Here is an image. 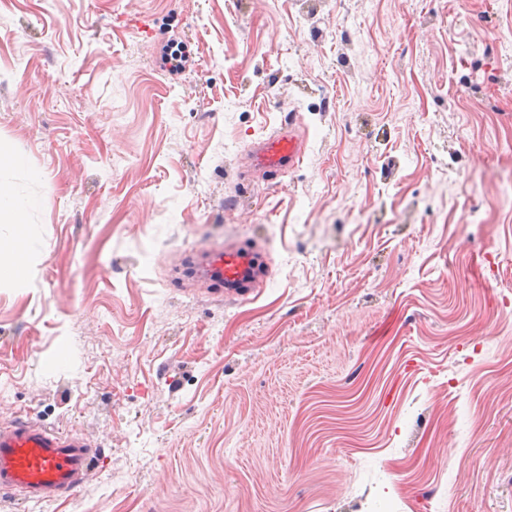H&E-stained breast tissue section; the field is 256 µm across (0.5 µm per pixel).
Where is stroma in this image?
Masks as SVG:
<instances>
[{"instance_id": "35a3bbf8", "label": "stroma", "mask_w": 512, "mask_h": 512, "mask_svg": "<svg viewBox=\"0 0 512 512\" xmlns=\"http://www.w3.org/2000/svg\"><path fill=\"white\" fill-rule=\"evenodd\" d=\"M509 28L512 0H0V179L39 202L0 427L98 450L0 512H512ZM292 113L302 163L243 167ZM224 243L265 254L254 301L195 276ZM187 51V45L182 41H169L163 49L162 59L164 64L169 65L171 72L181 70L188 58Z\"/></svg>"}]
</instances>
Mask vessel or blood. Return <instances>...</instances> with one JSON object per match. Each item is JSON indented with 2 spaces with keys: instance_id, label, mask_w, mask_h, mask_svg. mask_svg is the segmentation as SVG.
Returning <instances> with one entry per match:
<instances>
[{
  "instance_id": "vessel-or-blood-1",
  "label": "vessel or blood",
  "mask_w": 512,
  "mask_h": 512,
  "mask_svg": "<svg viewBox=\"0 0 512 512\" xmlns=\"http://www.w3.org/2000/svg\"><path fill=\"white\" fill-rule=\"evenodd\" d=\"M285 121L280 131L255 142L251 166L277 176L302 163L306 143ZM202 274L224 286L226 298L243 303L261 294L270 269L252 246L221 245L205 257ZM94 452L86 441L20 421L0 428V490L19 491L38 502L75 493L84 481Z\"/></svg>"
}]
</instances>
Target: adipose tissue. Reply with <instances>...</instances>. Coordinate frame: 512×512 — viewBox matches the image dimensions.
Listing matches in <instances>:
<instances>
[{
	"label": "adipose tissue",
	"instance_id": "adipose-tissue-1",
	"mask_svg": "<svg viewBox=\"0 0 512 512\" xmlns=\"http://www.w3.org/2000/svg\"><path fill=\"white\" fill-rule=\"evenodd\" d=\"M36 205L34 199L16 194L9 185L0 182V224L15 229L9 239H0V280L20 281L24 277L33 240L25 224L27 213Z\"/></svg>",
	"mask_w": 512,
	"mask_h": 512
}]
</instances>
